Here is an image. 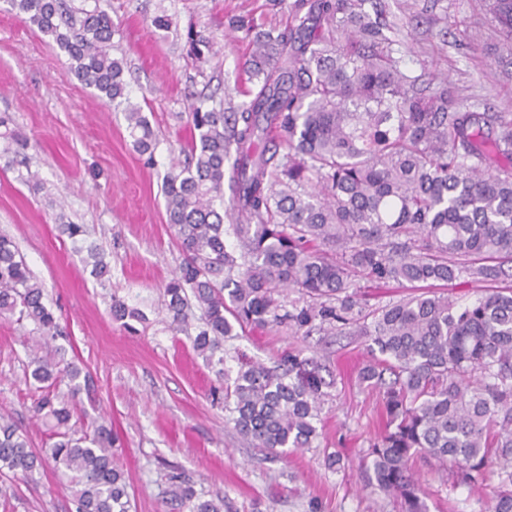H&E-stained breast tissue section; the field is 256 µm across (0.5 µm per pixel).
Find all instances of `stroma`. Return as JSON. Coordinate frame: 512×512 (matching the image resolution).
Returning a JSON list of instances; mask_svg holds the SVG:
<instances>
[{
  "mask_svg": "<svg viewBox=\"0 0 512 512\" xmlns=\"http://www.w3.org/2000/svg\"><path fill=\"white\" fill-rule=\"evenodd\" d=\"M291 0H109L128 96L159 140L153 160L140 155L123 114L68 68L51 36L23 22L0 0V113L30 141L33 190L0 151V234L9 236L60 318L62 336L38 346L32 323L0 319V412L35 447L53 431L36 414L26 379L34 359L63 351L88 371L93 394H79L86 429L106 422L123 442L114 460L131 484L130 512H175L165 474L182 473L224 512H401L399 500L375 491L360 463L378 431L380 396L359 383L368 359L360 337L313 335L278 328L228 341L253 360L282 352L319 353L336 381L322 407L313 447L271 457L224 425V403L212 391L216 370L175 331L162 289L184 254L166 221L162 177L187 144L188 106L215 96L237 111L253 84L244 68L255 32L285 26ZM172 20L153 26L158 15ZM401 38L415 52V73L446 72L467 102L512 112V80L501 76L503 50L486 40L490 21L477 0H397ZM213 45L206 61L189 52L188 34ZM86 225L110 272L92 278L58 227ZM145 318L122 325L113 298ZM335 464H328V454ZM428 512H484L483 493L452 487L450 471L416 463ZM71 478L46 463L36 481L18 485L0 512H75Z\"/></svg>",
  "mask_w": 512,
  "mask_h": 512,
  "instance_id": "stroma-1",
  "label": "stroma"
}]
</instances>
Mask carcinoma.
Listing matches in <instances>:
<instances>
[{
    "label": "carcinoma",
    "instance_id": "obj_1",
    "mask_svg": "<svg viewBox=\"0 0 512 512\" xmlns=\"http://www.w3.org/2000/svg\"><path fill=\"white\" fill-rule=\"evenodd\" d=\"M53 36L70 69L108 102L128 99L123 62L110 54L115 29L95 0L77 19L64 0H6ZM492 33L512 56V0H482ZM386 0H293L288 24L259 31L249 74L257 88L238 112L199 100L188 113L189 157L163 177L167 223L185 253L164 285L172 323L200 312L194 349L224 365L225 426L275 455L310 448L332 386L316 357L285 351L267 367L237 358L224 339L286 327L297 336L349 330L370 359L359 380L378 391L383 429L362 465L369 484L427 512L416 460L456 467V483L486 486L487 512H512V112H474L445 76L423 81L406 66ZM133 145L153 160L157 138L127 104ZM9 163L27 165L28 137L0 116ZM229 204L231 212L224 211ZM231 224L224 225V218ZM59 230L87 252L90 274L108 266L85 243L82 224ZM234 239L226 245L224 237ZM478 285L461 302L449 289ZM365 288L413 293L381 307ZM298 298L285 301L282 292ZM118 321L142 313L112 299ZM60 333L13 241L0 236V316ZM90 390L70 363L36 362L38 411L66 431L39 453L0 414V468L29 482L50 458L71 473L76 512H128L129 483L113 461L119 436L104 425L67 432L76 406L52 387ZM83 383H77L78 379ZM187 512H223L180 473Z\"/></svg>",
    "mask_w": 512,
    "mask_h": 512
}]
</instances>
